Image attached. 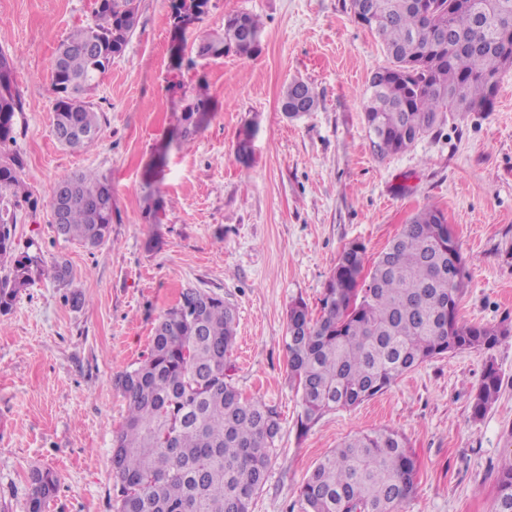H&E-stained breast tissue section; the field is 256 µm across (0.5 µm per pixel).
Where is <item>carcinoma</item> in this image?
I'll use <instances>...</instances> for the list:
<instances>
[{
  "instance_id": "obj_1",
  "label": "carcinoma",
  "mask_w": 512,
  "mask_h": 512,
  "mask_svg": "<svg viewBox=\"0 0 512 512\" xmlns=\"http://www.w3.org/2000/svg\"><path fill=\"white\" fill-rule=\"evenodd\" d=\"M367 3V27L384 44L387 64L363 91L364 118L374 153L385 158L412 148L445 114L486 112L512 57V0H351ZM97 22L63 40L52 77L53 132L70 149L93 142L100 115L85 92L108 71L137 24L136 0H96ZM257 16L239 11L224 18V30L202 37L196 54L250 58L261 42ZM15 64L0 51V314L33 281L34 260L16 256L13 227L18 212H35L39 201L22 178L24 160L13 149L15 116L23 98ZM319 105L306 81L285 86L281 103ZM210 97L198 93L181 116L183 144L207 122ZM253 134L240 132L237 159L252 156ZM66 200V239L102 244L112 224V186L95 172L58 181ZM443 213L427 207L366 268V248H344L313 319L305 302L288 312V378L301 391L297 429L306 433L325 414L368 401L404 374L443 354L492 350L511 335L507 328L469 325L458 314L466 270L448 282V251L461 254L440 234ZM236 317L224 298L187 288L160 316L148 356L117 377L126 416L112 440L117 493L113 512H250L276 456L277 410L245 398L229 378ZM502 379L486 364L472 404L482 417L498 397ZM416 463L405 438L392 430L356 432L326 454L303 482L300 512H401L414 494ZM59 476L50 469L29 474L26 512H45ZM494 512H512V455L501 465Z\"/></svg>"
}]
</instances>
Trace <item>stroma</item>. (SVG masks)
I'll use <instances>...</instances> for the list:
<instances>
[{"instance_id":"stroma-1","label":"stroma","mask_w":512,"mask_h":512,"mask_svg":"<svg viewBox=\"0 0 512 512\" xmlns=\"http://www.w3.org/2000/svg\"><path fill=\"white\" fill-rule=\"evenodd\" d=\"M174 0H137L123 54L86 93L99 137L73 151L53 134L52 59L95 0H0V50L15 62L24 110L15 117L23 178L41 203L21 214L17 250L67 264V281L36 276L0 316V504L25 512L27 475L56 471L46 512H112V439L126 415L117 376L147 354L160 315L183 289L223 296L235 311L233 383L277 409V458L251 512H291L316 463L353 433L388 428L416 461L403 512H492L502 458L512 454V335L493 350L437 356L383 394L325 415L299 434L300 396L288 381V310L320 298L340 251L375 258L423 207L445 216L467 261L459 316L512 326V69L491 111L446 118L413 148L371 150L360 96L386 65L378 38L350 0H209L202 19L174 30ZM264 24L252 58L197 57L226 15ZM182 44L193 67L175 68ZM294 79L320 95L297 119L281 110ZM207 85L215 111L187 145L173 140L183 108ZM253 126L252 159L235 156ZM161 177L147 181L157 152ZM93 170L112 185V229L88 247L58 235L49 200L57 181ZM502 378L481 419L471 406L486 361Z\"/></svg>"}]
</instances>
